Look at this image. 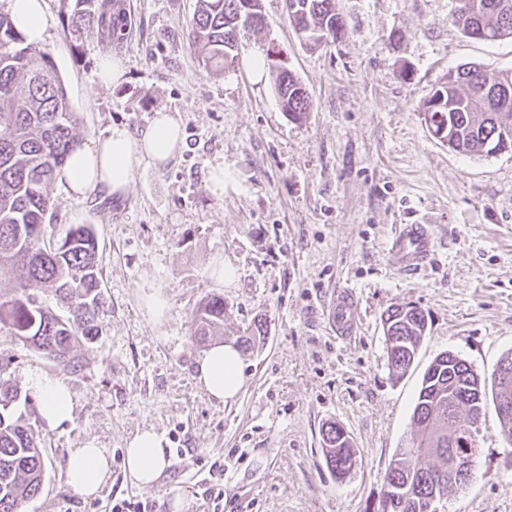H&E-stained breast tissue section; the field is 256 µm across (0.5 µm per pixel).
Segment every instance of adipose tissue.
I'll list each match as a JSON object with an SVG mask.
<instances>
[{"label":"adipose tissue","mask_w":512,"mask_h":512,"mask_svg":"<svg viewBox=\"0 0 512 512\" xmlns=\"http://www.w3.org/2000/svg\"><path fill=\"white\" fill-rule=\"evenodd\" d=\"M8 7L27 43H42L47 27L44 0H8ZM182 146L178 122L169 113L159 112L140 134L115 126L106 135L80 144L67 160L62 176L76 196L103 191L122 197L143 166L168 162ZM195 379L216 401H234L246 384L239 350L231 344H214L198 358ZM28 382L40 397V412L49 425L70 420L73 397L63 379L36 372L29 375ZM165 445L163 436L152 430L140 431L129 440L124 466L133 483L141 487L154 484L169 463ZM109 472L103 449L90 440L73 449L67 481L78 493L92 496L106 483Z\"/></svg>","instance_id":"obj_1"}]
</instances>
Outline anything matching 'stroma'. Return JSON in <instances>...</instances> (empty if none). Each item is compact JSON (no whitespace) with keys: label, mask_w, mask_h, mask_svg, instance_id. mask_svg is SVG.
<instances>
[{"label":"stroma","mask_w":512,"mask_h":512,"mask_svg":"<svg viewBox=\"0 0 512 512\" xmlns=\"http://www.w3.org/2000/svg\"><path fill=\"white\" fill-rule=\"evenodd\" d=\"M130 29L113 54L125 74L101 84L96 37L65 39L60 0H45L46 38L80 117L84 141L112 126L139 133L156 113L179 123L181 152L140 170L126 196H71L49 187L56 236L92 225L105 304L101 333L67 368L0 335L16 411L39 436L46 468L23 512H372L386 470L413 432L423 374L452 351L491 372L512 351V153L463 155L429 131L431 89L450 71L477 63L512 69V40L464 36L451 22L455 0H335L347 27L336 43L304 46L284 0H263L266 25L240 36L224 73L199 61L186 41L196 0H123ZM282 51L312 109L283 112L277 73L266 58ZM263 58L261 74L249 63ZM224 168V193L210 189ZM431 225L436 251L414 275L392 268L397 225ZM236 270L219 282L220 263ZM166 297L153 321L144 283ZM358 328L341 339L328 312L344 293ZM223 296L224 340L254 326L263 337L243 356L246 386L230 404L197 385L204 348L189 335L194 307ZM409 304L428 322L415 362L394 380L382 316ZM62 378L75 406L53 428L27 378ZM350 435L356 463L345 478L327 465L322 432ZM163 435L170 463L150 487L123 467L136 432ZM95 440L110 478L93 499L75 492L66 471L73 449ZM471 481L440 512H512V446L494 410L479 422Z\"/></svg>","instance_id":"35a3bbf8"}]
</instances>
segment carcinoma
I'll return each instance as SVG.
<instances>
[{
    "label": "carcinoma",
    "mask_w": 512,
    "mask_h": 512,
    "mask_svg": "<svg viewBox=\"0 0 512 512\" xmlns=\"http://www.w3.org/2000/svg\"><path fill=\"white\" fill-rule=\"evenodd\" d=\"M62 30L77 44L98 34L102 48L112 52L124 36V15L111 0H60ZM288 12L295 26L308 30L305 44L327 45L345 35L336 32L342 17L335 0H291ZM242 0H197L188 24L190 46L202 64L222 72L236 60ZM452 23L468 37L483 28L495 40L512 39V0H457ZM512 92V71L489 73L467 64L455 76L435 86L439 99L424 113L432 135L454 151L492 155L502 134L511 136L512 98L501 101L479 85ZM277 93L288 116L300 120L312 102L288 69L277 70ZM80 118L50 54L26 43L9 14L0 12V335L9 336L46 358L74 365L75 349L93 343L100 334L103 307L98 241L89 224H72L55 238L46 223L53 201L49 185L58 177L79 144ZM383 332L389 369L402 378L412 366L425 335L426 319L412 306L387 311ZM224 335V297L206 296L190 321V336L205 344ZM512 369V351L500 359L491 377L476 373L450 351L438 354L426 369L412 419L418 432L398 449L383 479L377 512H426L433 499L442 500L463 488L476 465L477 445L469 429L459 426L465 412L479 421L493 407L501 432L512 440V376L502 377L501 364ZM0 364V512H21L42 485L44 457L41 440L22 417L14 414L20 393L2 378ZM327 464L339 478L353 464L349 436L336 423L323 432ZM470 460V469L451 483L448 459Z\"/></svg>",
    "instance_id": "1"
}]
</instances>
